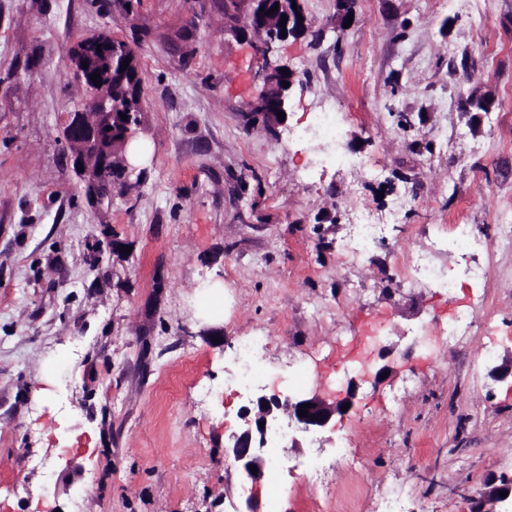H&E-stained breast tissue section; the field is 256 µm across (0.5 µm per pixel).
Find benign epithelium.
Wrapping results in <instances>:
<instances>
[{"label":"benign epithelium","instance_id":"obj_1","mask_svg":"<svg viewBox=\"0 0 512 512\" xmlns=\"http://www.w3.org/2000/svg\"><path fill=\"white\" fill-rule=\"evenodd\" d=\"M282 0H226L224 8V31L234 35L252 34V48L260 57L262 68V88L251 100L256 112H249V119H268L271 127L282 124L278 113L287 112V98L284 94H275L277 82L281 79L291 80L282 74L285 65L271 59L274 47L281 37L265 36V31L285 28L287 35L300 36L308 31V19L298 20L292 12H287L286 25H281L282 17L273 13L267 14L274 2ZM112 38L99 36L95 45L101 51L87 50L77 47L71 55L70 76L85 88L86 99L83 108L71 114L69 122L63 129V136L70 146V160L73 168L83 166L84 171L77 172L84 185L87 195L96 197V187L106 179L112 178V167L120 166L127 172L132 171L126 149L135 135L131 124L120 119V113L112 111V85L108 79L112 70ZM88 67H83V64ZM99 73L101 85H95L90 75ZM123 127L122 138L114 139L117 127ZM392 348L379 344L377 357L368 360L362 373L351 376L343 382L333 397L318 391L311 394L290 393L275 390L271 394L260 395L251 401V406L241 410L240 418L244 421L243 428L229 436L224 446L225 457L231 459L243 482L256 484L264 476L267 459L263 448L266 447L269 432L285 422L291 428L288 438L282 447H301V438L323 433L332 427L336 418H344L358 411L359 383L373 381L382 382L381 375L393 372V361L390 359ZM311 403L308 416L302 418L298 414L300 405ZM349 409L342 410L343 405ZM254 465L258 473L254 474L249 466ZM506 491L508 495L499 496ZM475 512H512V478L501 479V483L490 481L481 492L476 503Z\"/></svg>","mask_w":512,"mask_h":512}]
</instances>
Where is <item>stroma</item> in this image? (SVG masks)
<instances>
[{
	"instance_id": "1",
	"label": "stroma",
	"mask_w": 512,
	"mask_h": 512,
	"mask_svg": "<svg viewBox=\"0 0 512 512\" xmlns=\"http://www.w3.org/2000/svg\"><path fill=\"white\" fill-rule=\"evenodd\" d=\"M224 0H0V512H233L266 508L224 442L244 402L226 389L240 337L263 332L267 387L334 391L337 363L381 331L395 371L362 383L356 414L282 451L284 512H473L512 476V250L484 237L485 280L454 295L403 281L412 254L455 226L512 224V0H302L312 30L276 46L294 73L273 131L246 126L261 59L225 32ZM131 45L147 91L140 178L88 201L62 131L84 93L77 44ZM488 94L487 110L459 93ZM341 112L348 167L293 137L320 102ZM386 239L352 260L359 212ZM224 318H202L205 286ZM475 309L464 347L443 327ZM358 460L339 455L343 442Z\"/></svg>"
}]
</instances>
